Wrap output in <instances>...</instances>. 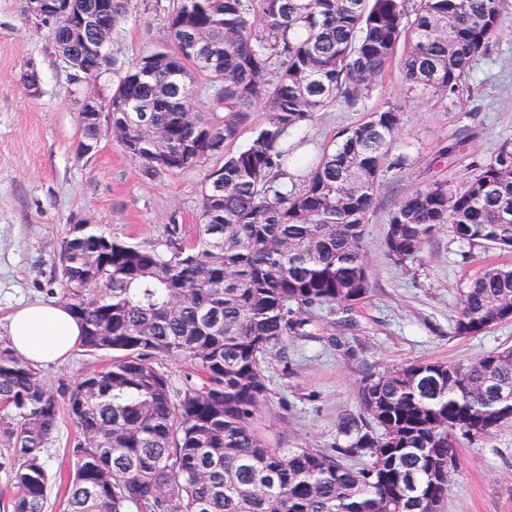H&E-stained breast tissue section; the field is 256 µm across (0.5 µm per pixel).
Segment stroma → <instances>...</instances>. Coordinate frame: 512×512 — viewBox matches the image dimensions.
<instances>
[{
    "mask_svg": "<svg viewBox=\"0 0 512 512\" xmlns=\"http://www.w3.org/2000/svg\"><path fill=\"white\" fill-rule=\"evenodd\" d=\"M171 6V0H130L107 44V70L88 80L55 60L47 31L36 30L23 0H0V341H7L9 317L18 306L62 301L60 244L75 220L134 243L162 245L172 224L185 240L194 238L213 160L149 179L112 135L103 136L92 154L76 151L80 100L106 97L128 63L157 45ZM31 67L41 80L35 96L21 79ZM392 105L400 108V126L380 175L378 207L364 231L371 290L352 305L315 311L283 351L266 356L268 402L258 427L272 446L326 448L335 442L339 421L359 410L361 367L381 372L412 361L467 362L512 347V321L467 338L453 330L462 289L485 265H512V253L462 243L444 226L417 258L397 264L384 241L390 211L410 192L438 181L460 182L503 143H512V17L474 62L459 96L409 92L394 65L358 105L340 102L316 113L294 132L295 144L317 161L340 132ZM450 143L456 151L440 154ZM103 362L79 347L39 373L55 389ZM79 436L69 415L61 414L46 456L57 475L46 512H64L63 479ZM459 460L445 512H512V424L464 442Z\"/></svg>",
    "mask_w": 512,
    "mask_h": 512,
    "instance_id": "35a3bbf8",
    "label": "stroma"
}]
</instances>
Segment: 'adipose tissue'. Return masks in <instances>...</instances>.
<instances>
[{"mask_svg":"<svg viewBox=\"0 0 512 512\" xmlns=\"http://www.w3.org/2000/svg\"><path fill=\"white\" fill-rule=\"evenodd\" d=\"M11 347L36 365L64 360L81 342L82 328L65 305L34 303L18 309L8 329Z\"/></svg>","mask_w":512,"mask_h":512,"instance_id":"ef3b65f1","label":"adipose tissue"}]
</instances>
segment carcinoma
Returning <instances> with one entry per match:
<instances>
[{"label":"carcinoma","mask_w":512,"mask_h":512,"mask_svg":"<svg viewBox=\"0 0 512 512\" xmlns=\"http://www.w3.org/2000/svg\"><path fill=\"white\" fill-rule=\"evenodd\" d=\"M129 0L76 34L53 21L58 54L86 79V45L126 18ZM512 14V0H176L162 45L112 88V135L156 178L215 157L196 237L168 229L165 251L69 230L59 254L65 306L82 346L107 356L50 390L0 343V460L12 512H45L56 475L45 450L61 405L80 427L66 512H443L460 440L511 424L512 348L463 364L412 362L362 371L360 412L325 449L272 448L256 427L264 357L306 325L370 290L364 226L400 123L378 109L323 152L300 190L279 182L288 136L338 101L355 105L399 62L408 89L457 96L472 62ZM277 63V76L266 73ZM215 87L214 123L195 111ZM269 112L233 151L258 107ZM468 244L512 251V148L458 186L413 190L388 216L385 246L415 259L444 225ZM512 304V266L487 265L461 295L459 337L479 336ZM193 368L180 397L153 359Z\"/></svg>","instance_id":"obj_1"}]
</instances>
